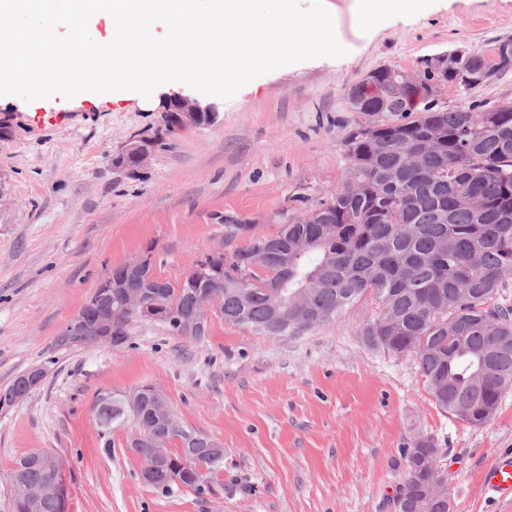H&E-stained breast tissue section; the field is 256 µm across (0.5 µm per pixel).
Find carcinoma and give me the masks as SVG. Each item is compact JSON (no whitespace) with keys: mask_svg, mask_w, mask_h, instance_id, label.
Segmentation results:
<instances>
[{"mask_svg":"<svg viewBox=\"0 0 512 512\" xmlns=\"http://www.w3.org/2000/svg\"><path fill=\"white\" fill-rule=\"evenodd\" d=\"M390 71L381 66L347 89L353 111L379 130L373 140L345 139L342 187L245 249L209 254L173 278L148 269L139 281L142 302L150 321L200 343L209 329L193 336L184 327L198 294H221L224 323L276 336H299L369 296L377 312L361 335L377 337L388 353L416 356L434 403L480 427L512 390V306L495 302L512 278V102L435 107L427 99L436 79L429 59L396 85ZM394 127L403 134L398 143ZM124 275V267L113 269L79 314L99 312L94 299ZM285 282L297 294L285 295ZM139 319L113 313L112 345L126 343ZM24 392L19 376L0 388V409ZM93 413L103 447L112 448V430L130 419L149 429L141 449L130 447L143 466L153 463L150 449H165L151 487L215 492L224 451L208 450L205 434L178 419L158 423L148 387L135 406L119 409L99 393ZM53 479L44 465L20 458L8 475L12 487ZM11 509L65 512L52 497L32 511L14 492Z\"/></svg>","mask_w":512,"mask_h":512,"instance_id":"carcinoma-1","label":"carcinoma"}]
</instances>
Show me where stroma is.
I'll return each mask as SVG.
<instances>
[{
  "label": "stroma",
  "instance_id": "35a3bbf8",
  "mask_svg": "<svg viewBox=\"0 0 512 512\" xmlns=\"http://www.w3.org/2000/svg\"><path fill=\"white\" fill-rule=\"evenodd\" d=\"M326 5L346 56L288 65L227 100L194 94L215 106L214 119L155 144L133 170L101 153L121 154L160 129L163 92L65 106L0 98V387L46 369L26 401L0 414V512H12L15 460L36 449L63 464L66 512H392L395 464L420 436L447 451L453 512H512L481 483L497 457L512 455V392L480 427L439 410L415 357L364 344L371 299L301 336L258 335L216 316L201 344L148 322L119 347L56 343L112 268L148 254L156 274L178 275L203 255L275 234L334 193L347 174L343 140L363 119L349 85L456 49L490 57L512 40V0H427L365 27L356 0ZM442 99L512 102V69L466 95L445 88ZM227 217L243 225L231 240ZM144 385L220 443L223 490L145 484L127 446L130 422L104 451L96 394Z\"/></svg>",
  "mask_w": 512,
  "mask_h": 512
}]
</instances>
